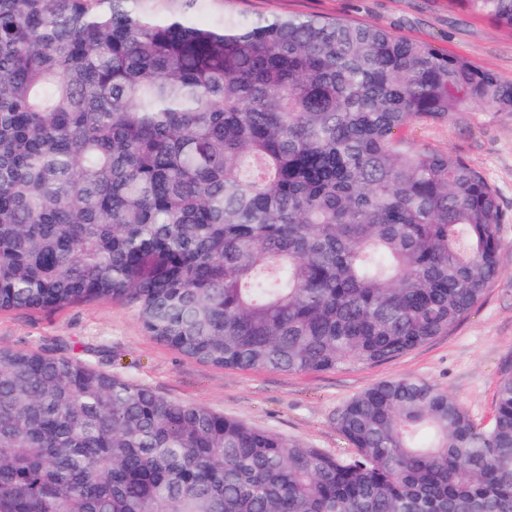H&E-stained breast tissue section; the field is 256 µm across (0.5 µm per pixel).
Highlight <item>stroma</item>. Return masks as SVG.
Listing matches in <instances>:
<instances>
[{
    "label": "stroma",
    "mask_w": 512,
    "mask_h": 512,
    "mask_svg": "<svg viewBox=\"0 0 512 512\" xmlns=\"http://www.w3.org/2000/svg\"><path fill=\"white\" fill-rule=\"evenodd\" d=\"M246 15L343 16L430 43L512 83V29L449 6L448 0H232ZM415 142L449 151L496 188L501 273L455 331L381 364L286 374L218 368L186 358L144 330L134 306L99 301L46 311L0 312V346L89 360L138 385L276 432L332 454L348 446L333 419L383 380L414 376L448 389L476 422L489 423L498 380L512 372V114L468 112L412 127Z\"/></svg>",
    "instance_id": "stroma-1"
}]
</instances>
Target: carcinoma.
Segmentation results:
<instances>
[{
  "instance_id": "obj_1",
  "label": "carcinoma",
  "mask_w": 512,
  "mask_h": 512,
  "mask_svg": "<svg viewBox=\"0 0 512 512\" xmlns=\"http://www.w3.org/2000/svg\"><path fill=\"white\" fill-rule=\"evenodd\" d=\"M226 2L0 0V311L121 300L190 359L283 373L455 330L500 274L498 194L405 132L511 114L512 83ZM452 2L512 29V0ZM334 425L346 456L1 347L0 512H512V373L485 425L410 376Z\"/></svg>"
}]
</instances>
